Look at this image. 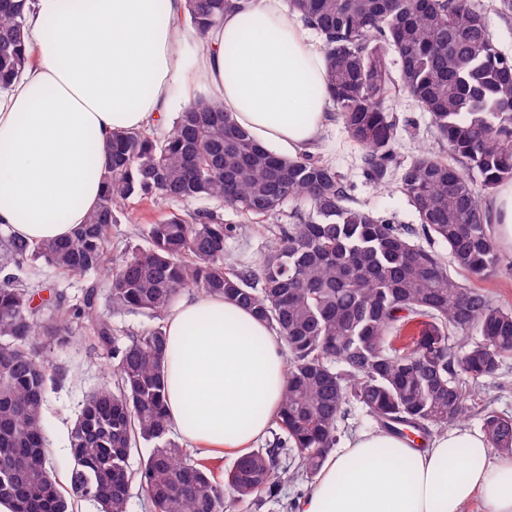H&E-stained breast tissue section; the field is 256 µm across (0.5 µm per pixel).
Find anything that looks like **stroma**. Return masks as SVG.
I'll use <instances>...</instances> for the list:
<instances>
[{"instance_id": "1", "label": "stroma", "mask_w": 512, "mask_h": 512, "mask_svg": "<svg viewBox=\"0 0 512 512\" xmlns=\"http://www.w3.org/2000/svg\"><path fill=\"white\" fill-rule=\"evenodd\" d=\"M388 109L397 118L396 150L402 163L413 161L423 150L438 151V139L430 126L429 116L412 97L400 95L389 102ZM313 156L329 163L344 176L348 192L358 205L391 219L395 224L418 227L419 221L398 190L396 180L382 185L366 180L361 153L347 139L342 127L330 130L316 146ZM185 207L190 211L203 207L222 211L225 222L238 227L236 236L226 245L229 263L238 267H258L269 249L274 220L253 223L215 199L189 201ZM166 210L163 204L149 207L135 200L129 201L109 236L112 253L118 255L130 248L145 246V226L159 220ZM19 276L34 287V301L38 304L54 301L59 294L68 303H76L87 283L83 277L58 275L39 262L23 267ZM50 361L65 373L64 379L50 388L44 413L57 478L64 485L68 482L67 439L76 404L102 383L105 360L92 339L82 336L70 347L54 350Z\"/></svg>"}]
</instances>
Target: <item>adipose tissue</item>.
Segmentation results:
<instances>
[{"mask_svg": "<svg viewBox=\"0 0 512 512\" xmlns=\"http://www.w3.org/2000/svg\"><path fill=\"white\" fill-rule=\"evenodd\" d=\"M184 0H31L36 63L0 95V223L33 244L68 238L103 193L112 135L143 129L194 97L211 99L273 153L312 152L337 117L321 43L283 0H240L195 58ZM182 98V99H183ZM492 236L512 256V182L498 186ZM165 400L182 442L245 450L264 439L287 385L280 337L220 294L183 293L165 313ZM512 512V458L455 425L415 448L358 433L322 465L297 512Z\"/></svg>", "mask_w": 512, "mask_h": 512, "instance_id": "obj_1", "label": "adipose tissue"}]
</instances>
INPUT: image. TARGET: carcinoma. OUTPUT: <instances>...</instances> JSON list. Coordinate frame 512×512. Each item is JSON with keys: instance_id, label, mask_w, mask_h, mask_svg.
Instances as JSON below:
<instances>
[{"instance_id": "carcinoma-1", "label": "carcinoma", "mask_w": 512, "mask_h": 512, "mask_svg": "<svg viewBox=\"0 0 512 512\" xmlns=\"http://www.w3.org/2000/svg\"><path fill=\"white\" fill-rule=\"evenodd\" d=\"M237 0H186L201 36ZM321 34L325 92L369 180L397 171L427 237L449 260L374 212L352 204L342 176L308 155L283 159L232 114L194 98L162 138L130 131L107 144L104 190L77 233L31 245L0 234V504L9 512H72L77 499L128 512L133 490L147 512H224L233 502L275 500L281 484L313 481L357 407L383 430L427 435L475 410L492 447L512 451V417L477 390L512 357V308L465 284L450 268L487 277L501 262L491 201L512 180V56L496 45L470 0H289ZM29 0H0V91L31 64ZM428 112L441 143L402 167L392 95ZM131 198L157 204L216 198L248 219L285 216L256 268L225 259L237 225L212 209L170 211L146 225L148 246L109 253L112 225ZM41 262L58 273L100 272L116 310L159 320L120 341L98 309V283L79 303L43 312L10 269ZM185 290L222 294L282 339L288 381L274 424L281 432L229 467L171 437L164 404L166 336L160 322ZM94 337L110 381L77 404L68 435L70 495L54 477L43 411L57 381L48 359L77 336ZM150 447L137 469L132 454ZM294 468L280 464L285 447Z\"/></svg>"}]
</instances>
